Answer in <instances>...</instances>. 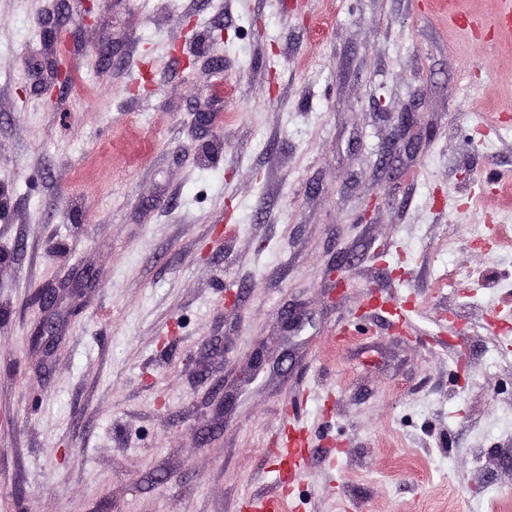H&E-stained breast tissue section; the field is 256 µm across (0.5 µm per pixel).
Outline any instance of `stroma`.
<instances>
[{
	"mask_svg": "<svg viewBox=\"0 0 512 512\" xmlns=\"http://www.w3.org/2000/svg\"><path fill=\"white\" fill-rule=\"evenodd\" d=\"M498 6L0 0V512H512Z\"/></svg>",
	"mask_w": 512,
	"mask_h": 512,
	"instance_id": "stroma-1",
	"label": "stroma"
}]
</instances>
